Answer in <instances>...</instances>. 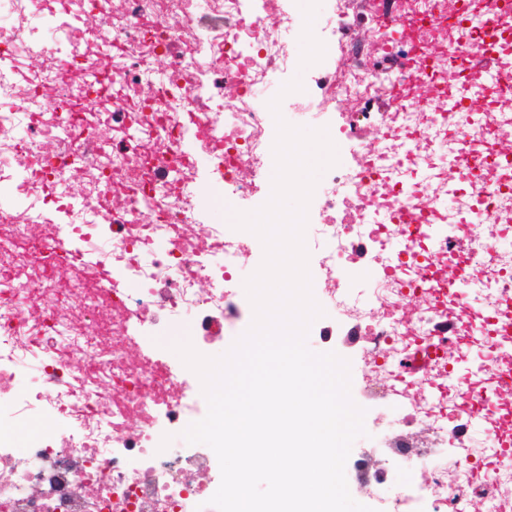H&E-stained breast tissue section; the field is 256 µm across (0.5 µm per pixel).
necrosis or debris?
<instances>
[{
  "mask_svg": "<svg viewBox=\"0 0 512 512\" xmlns=\"http://www.w3.org/2000/svg\"><path fill=\"white\" fill-rule=\"evenodd\" d=\"M295 2L0 0V512H215L213 450L166 445L207 403L153 340L190 316L203 354L252 322L230 284L263 246L208 223L198 187L269 198L276 125L258 91L298 64ZM316 20L325 56L281 104L352 161L326 170L308 208L313 295L332 317L311 331L360 337L356 391L395 434L387 464L353 468L382 512L476 498L512 512V449L480 440L512 406V182L486 166L474 197L443 204L461 141L512 140V99L493 128L477 120L491 88L448 109L447 57L479 56L489 14L456 41L448 0H322ZM448 320L449 342L435 333ZM397 470L423 485L390 491Z\"/></svg>",
  "mask_w": 512,
  "mask_h": 512,
  "instance_id": "necrosis-or-debris-1",
  "label": "necrosis or debris"
}]
</instances>
